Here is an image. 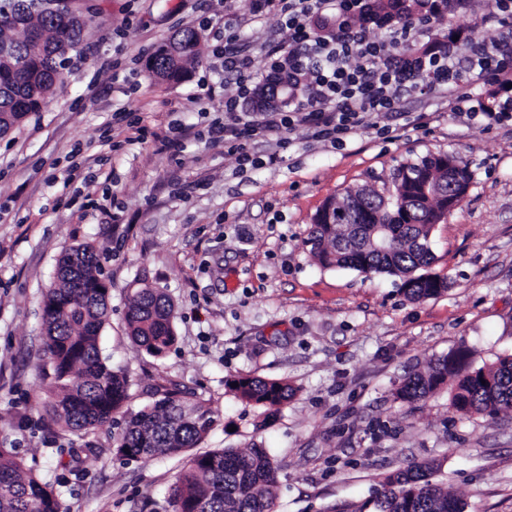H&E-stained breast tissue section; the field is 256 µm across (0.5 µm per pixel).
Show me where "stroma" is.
<instances>
[{
	"label": "stroma",
	"mask_w": 512,
	"mask_h": 512,
	"mask_svg": "<svg viewBox=\"0 0 512 512\" xmlns=\"http://www.w3.org/2000/svg\"><path fill=\"white\" fill-rule=\"evenodd\" d=\"M66 88L0 136V448L49 484L62 512H173L185 456L124 460L105 424L72 432L41 406L52 384L41 321L60 254L93 246L110 280L103 355L133 381L135 412L179 385L208 399L201 444L267 449L278 463L273 512H357L387 473L431 462L466 512H512V410L489 420L449 408L442 388L393 399L408 375L449 352L469 368L512 354V119L455 112V96L493 109L512 94L462 79L456 94L405 96L343 146L304 126L213 140L224 112V0H100ZM203 34V59L177 82L145 68L175 30ZM452 153L472 173L436 225L432 272L442 295L407 300L393 278L323 268L307 242L316 214L346 188L382 189L402 162ZM161 289L177 342L140 351L125 315L137 288ZM239 375L285 379L295 395L263 421L227 386Z\"/></svg>",
	"instance_id": "1"
}]
</instances>
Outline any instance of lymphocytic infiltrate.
Returning a JSON list of instances; mask_svg holds the SVG:
<instances>
[{"label": "lymphocytic infiltrate", "mask_w": 512, "mask_h": 512, "mask_svg": "<svg viewBox=\"0 0 512 512\" xmlns=\"http://www.w3.org/2000/svg\"><path fill=\"white\" fill-rule=\"evenodd\" d=\"M366 0H251L250 13L259 18L277 14L292 35L291 45L271 39L265 53L266 68L276 77L309 78L306 95L288 110H269L266 120L251 112H238L236 97L224 100L225 113L237 114L234 129L217 125L214 139H248L260 131L292 128L295 121L309 125L317 140L336 144L355 132L368 116L394 111L401 92L429 94L454 90L462 75L480 84L499 80L512 64V0H496V9L483 23L488 37H475L467 52L456 42L437 43L422 55L403 52L402 44L425 35L449 14L470 12L472 0H424L420 15H395L387 24L365 20ZM331 22L332 37L315 29L318 19ZM224 73L234 81L238 95L247 93L255 72L249 55L237 45L232 28L224 30Z\"/></svg>", "instance_id": "lymphocytic-infiltrate-1"}]
</instances>
